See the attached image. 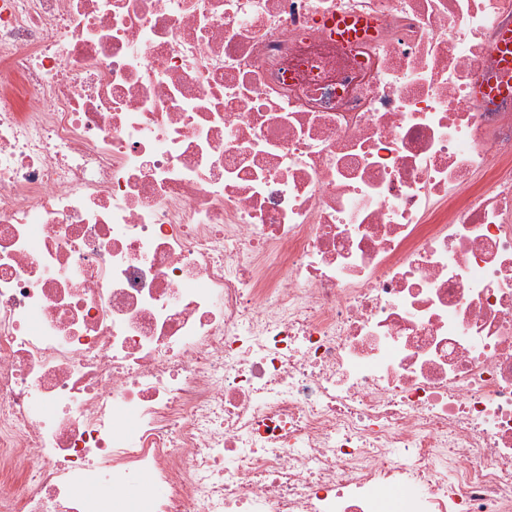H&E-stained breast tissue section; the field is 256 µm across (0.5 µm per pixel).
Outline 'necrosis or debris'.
<instances>
[{
    "label": "necrosis or debris",
    "mask_w": 512,
    "mask_h": 512,
    "mask_svg": "<svg viewBox=\"0 0 512 512\" xmlns=\"http://www.w3.org/2000/svg\"><path fill=\"white\" fill-rule=\"evenodd\" d=\"M506 28L0 0V512H512ZM499 69L500 77L491 85L483 86L478 90L475 102L483 105L484 99L487 97H512V77L507 79L508 75H512V31L504 30L499 38Z\"/></svg>",
    "instance_id": "necrosis-or-debris-1"
}]
</instances>
